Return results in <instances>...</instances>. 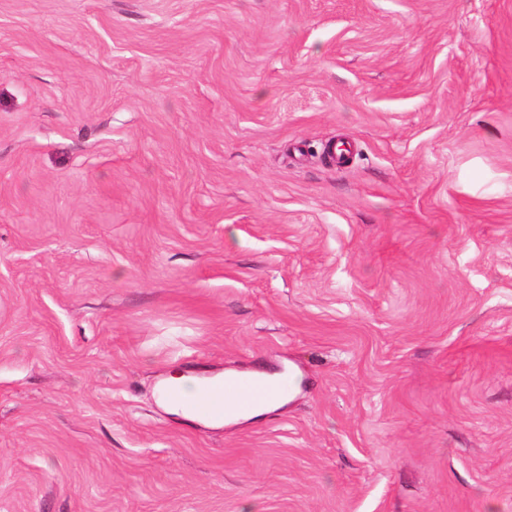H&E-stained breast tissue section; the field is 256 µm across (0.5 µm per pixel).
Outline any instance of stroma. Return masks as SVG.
Instances as JSON below:
<instances>
[{"label":"stroma","mask_w":512,"mask_h":512,"mask_svg":"<svg viewBox=\"0 0 512 512\" xmlns=\"http://www.w3.org/2000/svg\"><path fill=\"white\" fill-rule=\"evenodd\" d=\"M0 512H512V0H0ZM224 378V376L216 375L211 377L196 378L185 375L172 376L168 379V385L176 386L180 389L183 398L188 399L195 395L199 387L205 383H213ZM288 391L284 383H273L261 378L242 374L225 376L224 384L217 388H206L186 402L189 412L206 418L224 409L240 412L264 404Z\"/></svg>","instance_id":"stroma-1"}]
</instances>
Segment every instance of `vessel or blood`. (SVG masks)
<instances>
[{"label": "vessel or blood", "mask_w": 512, "mask_h": 512, "mask_svg": "<svg viewBox=\"0 0 512 512\" xmlns=\"http://www.w3.org/2000/svg\"><path fill=\"white\" fill-rule=\"evenodd\" d=\"M283 383H273L242 374L225 377L222 386L207 388L187 401L192 414L205 418L223 410L240 412L264 404L287 392Z\"/></svg>", "instance_id": "1"}]
</instances>
